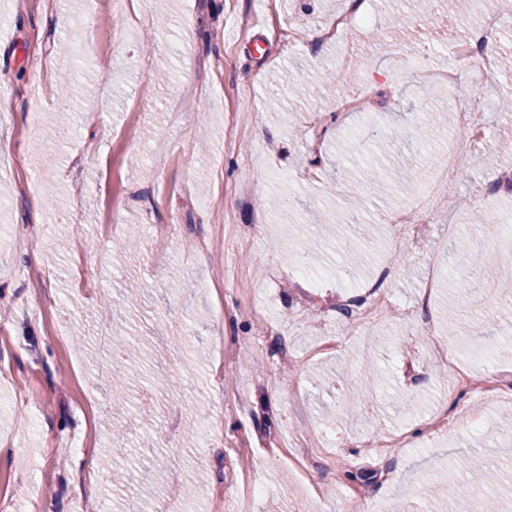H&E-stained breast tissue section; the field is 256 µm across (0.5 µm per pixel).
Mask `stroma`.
Returning <instances> with one entry per match:
<instances>
[{"instance_id":"1","label":"stroma","mask_w":512,"mask_h":512,"mask_svg":"<svg viewBox=\"0 0 512 512\" xmlns=\"http://www.w3.org/2000/svg\"><path fill=\"white\" fill-rule=\"evenodd\" d=\"M365 5L374 26L335 38L349 0H0V512H132L139 497L178 512H483L492 497L508 512L512 402L457 405L448 372L490 369L512 390V293L474 307L450 279L497 247L512 159L447 174L449 142L474 153L466 131L421 119L468 98L489 142L512 138L497 107L512 71L438 82L449 31L467 36L483 12L500 19L490 46L512 49V0L464 15L448 0ZM260 24L274 39L257 57ZM365 90L378 112L338 111ZM367 155L389 192L352 212ZM420 203L427 221L394 237L384 216ZM130 237L136 256L114 252ZM129 327L155 382L115 420L97 336ZM354 381L370 393L350 404ZM463 407L471 422L445 429ZM193 423L198 445L170 454ZM144 435L165 442L129 466L137 496L114 501L109 453ZM468 453L500 462L497 484L465 483ZM198 468L205 486L170 494Z\"/></svg>"}]
</instances>
